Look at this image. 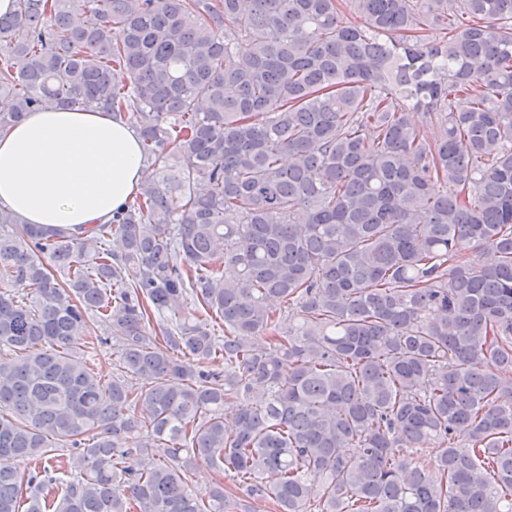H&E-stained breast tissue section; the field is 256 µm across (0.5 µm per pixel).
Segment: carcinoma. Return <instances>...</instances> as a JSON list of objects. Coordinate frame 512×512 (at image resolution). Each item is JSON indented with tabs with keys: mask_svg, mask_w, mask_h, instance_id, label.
<instances>
[{
	"mask_svg": "<svg viewBox=\"0 0 512 512\" xmlns=\"http://www.w3.org/2000/svg\"><path fill=\"white\" fill-rule=\"evenodd\" d=\"M2 97L151 172L0 206V512H512V0H16Z\"/></svg>",
	"mask_w": 512,
	"mask_h": 512,
	"instance_id": "carcinoma-1",
	"label": "carcinoma"
}]
</instances>
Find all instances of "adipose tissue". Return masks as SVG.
<instances>
[{"instance_id": "adipose-tissue-1", "label": "adipose tissue", "mask_w": 512, "mask_h": 512, "mask_svg": "<svg viewBox=\"0 0 512 512\" xmlns=\"http://www.w3.org/2000/svg\"><path fill=\"white\" fill-rule=\"evenodd\" d=\"M148 175L139 136L103 112H28L0 135V203L24 223H105Z\"/></svg>"}]
</instances>
